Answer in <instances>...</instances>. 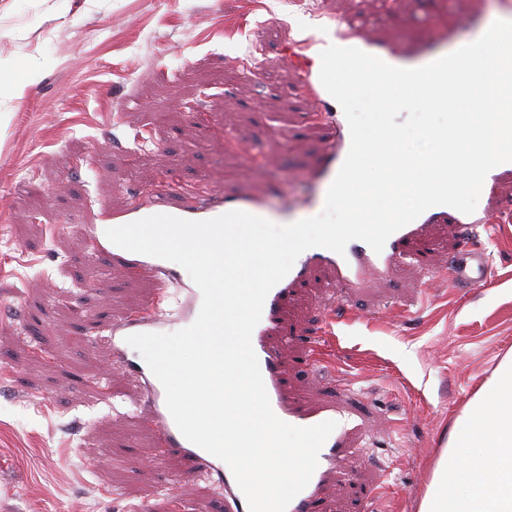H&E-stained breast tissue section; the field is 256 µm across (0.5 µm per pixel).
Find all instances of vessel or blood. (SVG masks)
Wrapping results in <instances>:
<instances>
[{
  "instance_id": "b4317fda",
  "label": "vessel or blood",
  "mask_w": 512,
  "mask_h": 512,
  "mask_svg": "<svg viewBox=\"0 0 512 512\" xmlns=\"http://www.w3.org/2000/svg\"><path fill=\"white\" fill-rule=\"evenodd\" d=\"M436 49L415 54L404 52L393 43L377 44L370 41L357 27H347L343 40L346 46L381 58L386 63L403 68L426 65L444 55L447 50L442 43L445 35L440 30L431 33ZM283 59L287 67L300 79V85L315 106H322L329 94L320 81L321 62L308 54L298 44H286ZM351 145L348 127L337 126L333 138L326 146L320 165L311 172L309 179L313 195L304 201V208L322 205L328 188L345 161ZM231 210H242L268 217L265 200L257 195L224 192L209 197H199L184 191L168 188L153 194L149 205H135L123 211L110 210L99 205V223L89 225L88 234L95 255H107L110 268L124 273H136L146 268L159 266V258L132 253L114 245L106 236L109 228L128 224L156 214H166L187 220H207ZM501 220L500 207L493 206L482 212L461 213L448 206H435L417 219L394 232L387 240L382 252H374L365 242L354 240L347 244L344 254L325 248L304 251L298 263L269 292L261 319L252 334V346L257 355L265 388L274 413L282 421L301 427L312 426L327 420L335 421L336 427L319 453V462L308 485L292 500L287 512H324L327 470L337 467L351 432V426L343 419L335 405L327 404L314 410L299 408L290 397L288 383L282 372V358L273 349L268 338L280 330L279 311L288 296L291 286L308 271L316 267L327 269L331 274L330 287L351 291L365 287L368 271L388 272L394 259L402 256L407 241L420 237L431 224L450 225L459 242V250L448 264L449 285L474 287L485 283L489 272L487 254L471 243L480 228ZM160 304L148 310L116 320L106 333V341L112 350L113 363L144 383L143 401L145 419L154 431L159 447L179 452L192 462V475H203L224 491L226 512H248V505L231 470L225 462L188 441L178 430L167 406L165 390L148 366L131 363L127 358L126 338L136 333H159L166 327Z\"/></svg>"
}]
</instances>
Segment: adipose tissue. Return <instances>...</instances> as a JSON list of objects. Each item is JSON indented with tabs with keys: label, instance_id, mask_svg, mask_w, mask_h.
<instances>
[{
	"label": "adipose tissue",
	"instance_id": "adipose-tissue-1",
	"mask_svg": "<svg viewBox=\"0 0 512 512\" xmlns=\"http://www.w3.org/2000/svg\"><path fill=\"white\" fill-rule=\"evenodd\" d=\"M457 421L461 432L442 448L419 512H512L511 354L501 359ZM462 448L482 449L481 460H461Z\"/></svg>",
	"mask_w": 512,
	"mask_h": 512
}]
</instances>
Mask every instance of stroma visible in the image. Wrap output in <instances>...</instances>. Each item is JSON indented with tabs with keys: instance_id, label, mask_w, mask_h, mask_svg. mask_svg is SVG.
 <instances>
[{
	"instance_id": "35a3bbf8",
	"label": "stroma",
	"mask_w": 512,
	"mask_h": 512,
	"mask_svg": "<svg viewBox=\"0 0 512 512\" xmlns=\"http://www.w3.org/2000/svg\"><path fill=\"white\" fill-rule=\"evenodd\" d=\"M503 13L512 0H0V512H225L223 489L156 448L103 341L159 293L176 309L167 275L190 276L147 268L89 287L97 203L125 209L175 182L309 218L308 173L330 130L282 45L355 23L412 51L434 20L452 50ZM484 244L479 288L403 262L352 294L353 320L329 321L323 272L285 303L289 333L271 341L289 384L306 407L356 413L326 476L330 512H418L457 417L512 353V223Z\"/></svg>"
}]
</instances>
